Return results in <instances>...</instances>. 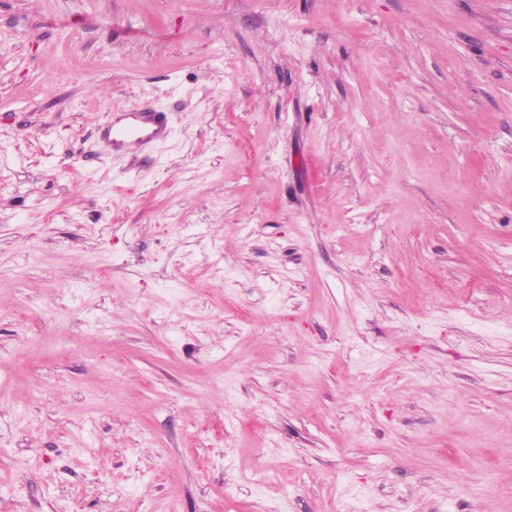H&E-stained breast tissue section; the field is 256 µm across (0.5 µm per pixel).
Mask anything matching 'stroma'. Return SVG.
Returning <instances> with one entry per match:
<instances>
[{
    "label": "stroma",
    "instance_id": "1",
    "mask_svg": "<svg viewBox=\"0 0 512 512\" xmlns=\"http://www.w3.org/2000/svg\"><path fill=\"white\" fill-rule=\"evenodd\" d=\"M331 507L512 512V0H0V512ZM169 134L165 113L144 109L113 112L101 129L107 150L128 156L164 141Z\"/></svg>",
    "mask_w": 512,
    "mask_h": 512
}]
</instances>
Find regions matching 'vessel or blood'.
I'll return each instance as SVG.
<instances>
[{
    "label": "vessel or blood",
    "mask_w": 512,
    "mask_h": 512,
    "mask_svg": "<svg viewBox=\"0 0 512 512\" xmlns=\"http://www.w3.org/2000/svg\"><path fill=\"white\" fill-rule=\"evenodd\" d=\"M169 134L165 113L144 109L113 112L101 129L107 150L128 156L164 141Z\"/></svg>",
    "instance_id": "obj_1"
}]
</instances>
